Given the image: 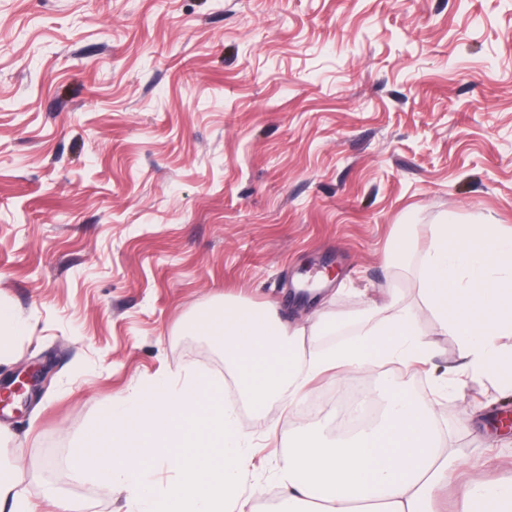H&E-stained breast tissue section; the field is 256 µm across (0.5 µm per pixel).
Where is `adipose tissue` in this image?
<instances>
[{
    "label": "adipose tissue",
    "instance_id": "1",
    "mask_svg": "<svg viewBox=\"0 0 512 512\" xmlns=\"http://www.w3.org/2000/svg\"><path fill=\"white\" fill-rule=\"evenodd\" d=\"M419 293L439 333L458 340L451 379L498 380L512 394V349L499 340L512 336V229L497 224L466 225L454 217L435 225L422 262ZM368 325L335 350L309 355L305 340L334 326L317 315L306 326L283 324L269 307L227 301L196 317L206 336H222L224 352L242 399L261 411L295 403L309 381L336 367L362 368L426 363L430 346L417 315L392 307H370ZM383 409L375 423L346 433L334 443L310 438L289 449L279 465L275 512H436L435 501L457 461L448 429L432 405L412 394H375ZM461 512H512V479L489 481L470 475L462 486Z\"/></svg>",
    "mask_w": 512,
    "mask_h": 512
}]
</instances>
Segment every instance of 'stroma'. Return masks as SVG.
Listing matches in <instances>:
<instances>
[{
  "instance_id": "35a3bbf8",
  "label": "stroma",
  "mask_w": 512,
  "mask_h": 512,
  "mask_svg": "<svg viewBox=\"0 0 512 512\" xmlns=\"http://www.w3.org/2000/svg\"><path fill=\"white\" fill-rule=\"evenodd\" d=\"M512 228V0H0V380L48 377L0 409V472L35 512H133L121 478L71 466L117 397L193 369L222 382L273 512L297 432H336V395L384 381L433 399L468 474L512 478V396H432L456 364L418 295L435 225ZM414 227L400 249V225ZM391 292L430 364L324 376L290 414L245 405L192 327L223 301L290 325L365 324Z\"/></svg>"
}]
</instances>
